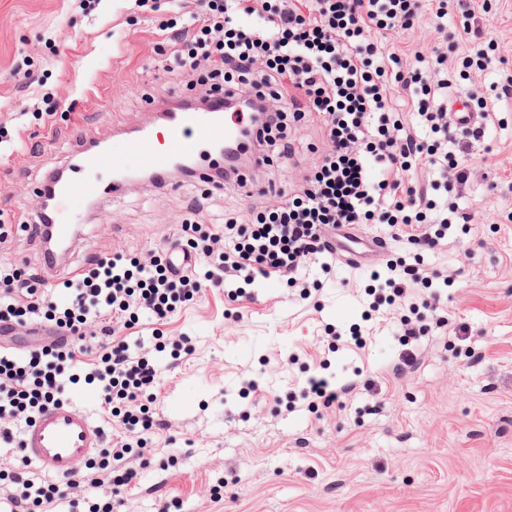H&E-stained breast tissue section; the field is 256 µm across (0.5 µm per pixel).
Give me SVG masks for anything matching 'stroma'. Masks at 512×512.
<instances>
[{
  "mask_svg": "<svg viewBox=\"0 0 512 512\" xmlns=\"http://www.w3.org/2000/svg\"><path fill=\"white\" fill-rule=\"evenodd\" d=\"M486 38L498 48L482 78L512 76V0H490ZM167 0H0V213L29 221L44 176L67 164L75 140L118 146L187 89L155 47ZM441 39L430 13L414 31L381 38L384 53H412ZM42 84L31 94L25 74ZM484 139L459 151L476 175L460 200L471 228L452 225L429 250L392 239L384 224L355 230L362 272L312 264L319 291L300 299L276 278L243 294L204 288L170 318L145 320L130 340L168 343L155 354L157 419L151 461L129 491L136 512H512V102L494 101ZM252 203L244 189L204 182L127 185L88 210L67 263L69 279L92 254L162 252L180 224L223 222ZM404 258L453 278L440 288L448 325L420 340L411 368L396 373L397 308L355 346L372 270ZM466 340H456L458 328ZM190 340L191 354L173 346ZM356 382L342 406L312 410L307 380Z\"/></svg>",
  "mask_w": 512,
  "mask_h": 512,
  "instance_id": "1",
  "label": "stroma"
}]
</instances>
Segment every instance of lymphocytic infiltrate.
I'll return each instance as SVG.
<instances>
[{"label": "lymphocytic infiltrate", "instance_id": "lymphocytic-infiltrate-1", "mask_svg": "<svg viewBox=\"0 0 512 512\" xmlns=\"http://www.w3.org/2000/svg\"><path fill=\"white\" fill-rule=\"evenodd\" d=\"M172 19L159 20V50L166 72L201 89L205 100L225 98V111L244 112L258 129L254 149L291 159L286 119H315L325 148L297 189L276 207L225 215L222 225L183 222L180 246L205 265L204 274L180 271L165 256L142 258L100 253L77 280L48 288L28 268L0 263V325L9 329L45 323L70 340L23 355L0 352V447L17 453L15 470L0 472V504L8 512H112L141 480L129 455L144 448L155 424L157 371L145 347L131 348L126 329L140 318L168 319L196 301L203 282L278 277L309 298L301 272L309 264L331 269L336 251L329 233L345 225L386 224L393 239L436 248L451 225L471 213L454 192L471 172L459 168L450 148L477 140L484 126L459 127L448 118L453 84L442 48L411 55L382 54L373 33L412 29L422 11L447 14L446 0H171ZM399 88L417 106L416 128L405 127L390 90ZM427 165L428 186L404 182L403 173ZM388 302L408 307L398 341L401 367L412 366L411 345L420 332L410 317L439 315L425 297L432 276L387 266ZM97 385L101 409L118 427L78 473L42 480L22 453L21 432L46 406L68 401L78 376Z\"/></svg>", "mask_w": 512, "mask_h": 512}]
</instances>
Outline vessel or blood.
<instances>
[{
  "mask_svg": "<svg viewBox=\"0 0 512 512\" xmlns=\"http://www.w3.org/2000/svg\"><path fill=\"white\" fill-rule=\"evenodd\" d=\"M158 129L137 132L129 149H77L69 163L80 185L71 188L63 180L54 182L60 204L52 210V231L64 247H71L78 224L84 217L85 201L101 197L104 178L145 172L169 178L187 157L243 142L246 125L232 112L216 106L206 112L192 108L157 113ZM104 434L91 416L65 402L47 406L24 427L22 441L28 459L54 476H70L100 448Z\"/></svg>",
  "mask_w": 512,
  "mask_h": 512,
  "instance_id": "obj_1",
  "label": "vessel or blood"
}]
</instances>
